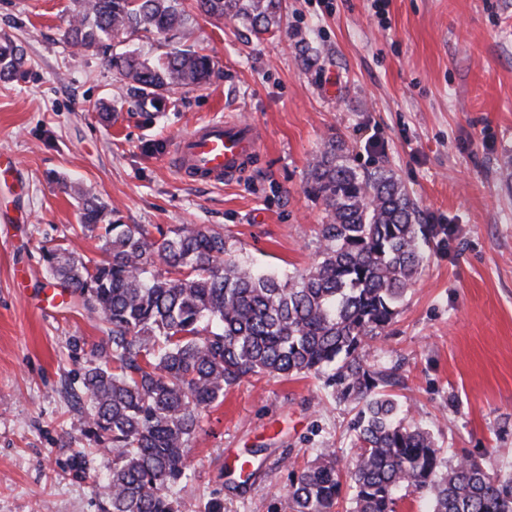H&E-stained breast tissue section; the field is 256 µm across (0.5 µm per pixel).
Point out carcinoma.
Segmentation results:
<instances>
[{
    "mask_svg": "<svg viewBox=\"0 0 512 512\" xmlns=\"http://www.w3.org/2000/svg\"><path fill=\"white\" fill-rule=\"evenodd\" d=\"M65 43L101 49L115 81L158 105L175 88L208 83L211 58L190 48L157 60L131 44L144 33L184 35L195 14L233 17L258 37L283 24V0H73ZM127 46L112 52V41ZM23 49L0 35V80L21 76ZM304 191L324 205L316 261L291 275L259 272L224 232L181 224L161 239L122 224L81 189L80 219L100 258L67 248L44 253L49 275L97 315L105 338L81 374L95 450L112 455L101 484L104 512H181L170 491L190 478L189 443L202 411L253 376L312 375L351 425L352 512H396L399 493L426 496L430 512H512V473L470 454L446 461L432 433L400 417L381 391L389 375L367 363L370 343L395 322L426 252L456 232L422 224L394 175L353 163L332 137L309 165ZM342 495L335 451L292 474L293 512H336Z\"/></svg>",
    "mask_w": 512,
    "mask_h": 512,
    "instance_id": "1",
    "label": "carcinoma"
}]
</instances>
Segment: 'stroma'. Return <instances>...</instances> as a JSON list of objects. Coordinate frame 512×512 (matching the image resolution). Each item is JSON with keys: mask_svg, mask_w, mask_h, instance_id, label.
Wrapping results in <instances>:
<instances>
[{"mask_svg": "<svg viewBox=\"0 0 512 512\" xmlns=\"http://www.w3.org/2000/svg\"><path fill=\"white\" fill-rule=\"evenodd\" d=\"M286 0L283 32L196 17L191 42L211 56L206 85L141 106L102 52L62 40L72 0H0V32L27 74L0 81V512H102L112 458L91 452L81 369L97 317L46 271L45 250L100 256L69 182L92 189L122 223L223 229L266 270L315 260L321 202L308 165L332 136L356 164L406 188L423 223L457 231L428 252L395 323L367 361L395 368L388 393L434 435L446 459L489 454L512 473V0ZM319 51L303 67L298 41ZM205 118L246 119L263 136L239 180L203 185L169 163L173 140ZM349 407L314 377H254L202 414L190 445L182 512H292L291 468L349 446ZM260 449L241 482L231 468Z\"/></svg>", "mask_w": 512, "mask_h": 512, "instance_id": "stroma-1", "label": "stroma"}]
</instances>
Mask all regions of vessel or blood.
I'll return each mask as SVG.
<instances>
[{
    "label": "vessel or blood",
    "instance_id": "1",
    "mask_svg": "<svg viewBox=\"0 0 512 512\" xmlns=\"http://www.w3.org/2000/svg\"><path fill=\"white\" fill-rule=\"evenodd\" d=\"M262 134L252 123L208 120L177 138L170 158L178 174L192 183L236 181L258 159Z\"/></svg>",
    "mask_w": 512,
    "mask_h": 512
}]
</instances>
